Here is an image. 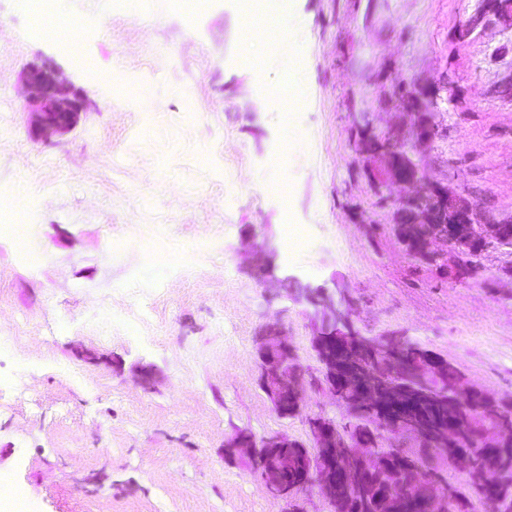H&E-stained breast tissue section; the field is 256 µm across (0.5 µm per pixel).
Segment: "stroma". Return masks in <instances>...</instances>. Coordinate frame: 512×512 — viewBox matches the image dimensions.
Segmentation results:
<instances>
[{
	"label": "stroma",
	"mask_w": 512,
	"mask_h": 512,
	"mask_svg": "<svg viewBox=\"0 0 512 512\" xmlns=\"http://www.w3.org/2000/svg\"><path fill=\"white\" fill-rule=\"evenodd\" d=\"M292 2L297 108L277 95L287 32L268 43L241 0H210L192 21L68 0L69 49L0 0V189L31 208L42 257L19 265L0 239V336L16 339L0 355L14 384L0 393V474L31 512H288L224 440L305 443L308 418L349 419L313 383V308L291 282L324 289L362 335L407 337L512 399V253L477 256L462 282L411 258L360 156L389 133L482 221L512 219V16L495 0ZM248 45L263 70L242 66ZM33 68L80 99L69 130L37 127ZM413 87L434 127L420 146L402 106ZM289 218L307 246L286 243ZM149 232L218 244L144 284ZM272 324L309 382L290 418L258 386L255 340Z\"/></svg>",
	"instance_id": "35a3bbf8"
}]
</instances>
